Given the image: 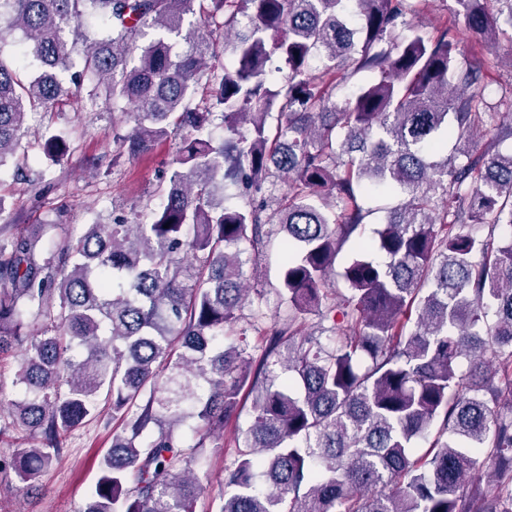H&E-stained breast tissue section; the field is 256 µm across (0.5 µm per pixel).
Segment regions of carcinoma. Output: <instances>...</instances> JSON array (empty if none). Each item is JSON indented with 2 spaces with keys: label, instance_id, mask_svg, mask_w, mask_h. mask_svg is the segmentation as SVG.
Returning a JSON list of instances; mask_svg holds the SVG:
<instances>
[{
  "label": "carcinoma",
  "instance_id": "carcinoma-1",
  "mask_svg": "<svg viewBox=\"0 0 512 512\" xmlns=\"http://www.w3.org/2000/svg\"><path fill=\"white\" fill-rule=\"evenodd\" d=\"M427 2L0 0V45L21 32L37 69L0 57V167L27 113L69 95L76 56L90 100L135 111L115 157L177 140L149 222L50 247L52 224L0 235V361L19 357L22 390L6 402L0 382V436L34 439L0 454V486L38 492L103 405L121 431L78 512H195L201 451L249 401L216 512H512V237H494L512 228V124L447 22L419 21ZM454 2L483 42L512 26V0ZM196 14L224 32L219 72ZM372 192L404 199L369 237ZM279 232L267 325L252 269ZM249 328L257 359L236 343Z\"/></svg>",
  "mask_w": 512,
  "mask_h": 512
}]
</instances>
